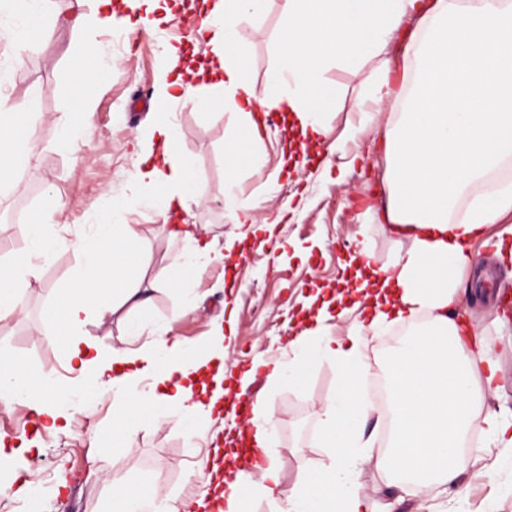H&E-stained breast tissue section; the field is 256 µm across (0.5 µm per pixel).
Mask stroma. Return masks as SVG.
<instances>
[{
	"label": "stroma",
	"instance_id": "1",
	"mask_svg": "<svg viewBox=\"0 0 512 512\" xmlns=\"http://www.w3.org/2000/svg\"><path fill=\"white\" fill-rule=\"evenodd\" d=\"M283 0H268L265 14L240 31L249 61L251 88L260 98L273 96L270 80L278 63ZM205 0H182L152 31L120 32L96 23L92 0L81 7L85 26H57L49 36L34 37L18 47L0 33V94L26 104L29 114L21 130L31 156L23 174L0 184V262H11L26 249L20 225L45 219L57 241L52 261L38 268L13 290L19 314L0 320V360L21 361L33 377L77 387L64 348L46 343L38 329L42 310L83 271L79 240L96 237L95 219L120 214L145 237L146 256L135 269L142 282L186 248L167 238L160 215L165 197L152 193L143 206L130 188L136 176L135 138H147L156 119V79L171 62L166 50L184 51L198 61L211 57V47L197 37L193 24L208 11ZM411 30L403 28L390 43L387 80L394 95L382 110L363 115L354 107L376 66L332 63L323 80L336 102L321 116V135L302 134L299 127L273 117L255 164L225 173V152L239 135L236 114L216 103L208 110L192 103L170 107L201 200L192 206L188 223L205 226L208 239L225 243L238 228L225 209L224 186L236 189L253 205L256 221L281 214L270 241L247 236L223 266H209L192 278L190 288H159L147 309L133 315L150 327L173 324V333L194 351L210 348L212 323H224V364L231 374L230 393L211 417L192 426L175 418L151 422L144 409L131 412L133 435L118 448H101L99 438L113 422L112 400L101 397L94 410H84L78 396L62 399L70 420L66 430L47 429L24 403L0 401V512H107L115 484L133 482L142 472L162 474L164 496L213 498L216 478L198 461L215 451L232 452L240 422L234 406L262 399L271 408L270 452L284 485L304 472L331 466L330 449L318 439V414L337 389L336 364L322 358L308 365L301 386L270 382L267 366L288 362L291 341L313 325L317 311L339 288L349 287L355 270L351 255L368 250L372 267L390 262L399 250L384 222L386 191L383 134L395 120L406 82L405 47ZM116 63L109 78L99 75L101 60ZM86 91L92 109L73 153L56 147L58 132L71 123L78 91ZM473 266L459 288L460 316H474L491 328L496 316L512 307V261H499L491 245L474 241ZM196 301L194 311L180 314L184 297ZM128 309H120L105 326L89 325L99 354L131 348L126 334ZM252 378H245L248 369ZM40 485L38 495L22 493L28 476ZM365 491L391 512H512V454L500 455L495 471L475 465L462 477L464 499L434 488L400 495L372 465L358 468Z\"/></svg>",
	"mask_w": 512,
	"mask_h": 512
}]
</instances>
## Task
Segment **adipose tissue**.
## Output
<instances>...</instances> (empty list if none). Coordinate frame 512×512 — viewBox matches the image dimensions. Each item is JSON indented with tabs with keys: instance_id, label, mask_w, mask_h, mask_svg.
Segmentation results:
<instances>
[{
	"instance_id": "obj_1",
	"label": "adipose tissue",
	"mask_w": 512,
	"mask_h": 512,
	"mask_svg": "<svg viewBox=\"0 0 512 512\" xmlns=\"http://www.w3.org/2000/svg\"><path fill=\"white\" fill-rule=\"evenodd\" d=\"M98 21L126 31L155 27L163 0H142L145 13L121 16L112 0H95ZM267 0H214L202 22L213 47V59L198 76L209 79L224 96L225 107L236 114L242 139L225 153L230 172L253 163L267 129L269 112H292L303 129L320 132V116L335 95L323 84L322 69L330 62L355 63L384 58L393 35L408 22L415 28L406 53L408 87L401 97L398 118L384 133L390 159L383 174L385 220L391 233L408 246L389 263L358 278L354 288L363 305L373 310L370 324L354 322L347 340L331 334L328 312L291 343L288 365L275 366L269 378L300 382L303 368L323 357L336 360L339 386L321 410V441L333 449L335 463L311 470L291 486L268 457L269 410L252 405L253 430L249 451L263 454L256 474L237 472L225 480L224 512H246L259 497L278 512H384L358 481V467L374 464L402 493L418 495L431 487L459 490L472 457L464 446L473 433L491 445L512 449V414L493 408L504 376L484 334L476 324L459 320L456 282L472 262L469 241L483 227L512 212V184H502L471 197V190L512 160V0H284L283 37L272 80L279 92L257 98L250 88L248 60L239 50V30L261 16ZM10 10L23 24L13 31L17 43H29L32 22H59L56 0H10ZM20 104L0 98V180L12 177L30 154L28 141L13 130ZM137 179L143 189L167 192V207L189 210L198 192L189 166L178 147V134L165 116H158L148 141L136 147ZM466 210H459L460 201ZM26 250L0 265V319L15 314L10 293L17 272L35 273V259L48 258L56 247L42 223L20 225ZM201 227L170 229L173 238L192 242V253L175 263L197 272L223 263L225 246L201 241ZM142 239L132 225L112 219L105 245L84 247L86 277L62 289V305H48L41 316L40 336L64 347L89 376L85 406L111 395L117 415L111 432L101 436L102 447L127 440L130 429L124 409L130 404L151 410L169 406L179 421L195 423L211 414L224 397L215 387L209 402L195 400L190 380L212 361L223 360L224 326L215 323L214 341L205 356L190 352L171 327L157 332L154 342L130 356L117 350L111 359L94 353L84 338L88 322L104 325L121 307L139 310L151 301L149 289L129 276L126 258L139 255ZM426 317L424 328L399 342L387 380L390 406L387 443L372 454L363 439L369 405L365 399L366 336L388 322ZM156 388L140 389L142 379ZM67 389L57 381L33 378L17 365L0 362V399H22L36 415L58 422L57 400ZM161 475L144 473L138 484L112 488V512H137L160 503V512H197L201 499L158 500Z\"/></svg>"
}]
</instances>
